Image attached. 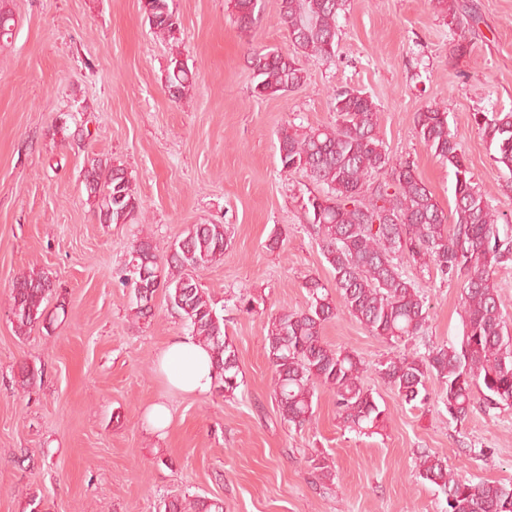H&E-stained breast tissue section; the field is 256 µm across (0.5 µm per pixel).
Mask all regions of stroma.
I'll return each mask as SVG.
<instances>
[{"instance_id":"obj_1","label":"stroma","mask_w":512,"mask_h":512,"mask_svg":"<svg viewBox=\"0 0 512 512\" xmlns=\"http://www.w3.org/2000/svg\"><path fill=\"white\" fill-rule=\"evenodd\" d=\"M479 17L462 33L437 0H344L334 57L298 54L305 84L256 96L249 58L293 52L279 0H262L248 30L233 0H169L180 42L157 38L141 0H0L14 26L0 38V512H158L161 502L199 497L224 512H442L444 500L419 475L430 451L473 481L512 482V408L475 407L452 421L429 384L411 407L374 372L399 354L426 353L462 330L460 291L435 270L407 267L430 318L412 340L393 344L345 311L322 336L354 352L365 388L388 419L367 436L345 429L334 395L318 387L316 419L298 428L280 415L265 350L271 316L306 305L308 278L332 272L305 228L302 205L324 188L282 172L279 130L334 125V91L355 89L379 108L391 165L413 162L445 211L454 172L419 139L416 115L440 107L474 180L512 221V174L472 125L475 112L512 110V0H470ZM464 55H453L457 41ZM179 52L196 84L171 98L165 75ZM71 135H55L59 116ZM124 168L139 199L131 224L99 223L83 184L91 160ZM191 224H222L232 244L199 274L216 301L244 383L231 397L173 391L156 357L186 334L164 295L154 316L136 318L115 272L136 240L166 247ZM47 272L58 296L54 322L17 331L10 289ZM255 309H236L239 295ZM41 373L21 389L20 366ZM165 404L155 431L147 416ZM322 456L336 472L321 481Z\"/></svg>"}]
</instances>
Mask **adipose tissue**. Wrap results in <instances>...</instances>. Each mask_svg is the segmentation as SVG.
Returning a JSON list of instances; mask_svg holds the SVG:
<instances>
[{
  "label": "adipose tissue",
  "mask_w": 512,
  "mask_h": 512,
  "mask_svg": "<svg viewBox=\"0 0 512 512\" xmlns=\"http://www.w3.org/2000/svg\"><path fill=\"white\" fill-rule=\"evenodd\" d=\"M158 364L167 383L176 390L203 396L213 387L210 353L194 337H175L160 353Z\"/></svg>",
  "instance_id": "adipose-tissue-1"
}]
</instances>
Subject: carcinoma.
<instances>
[{
	"label": "carcinoma",
	"mask_w": 512,
	"mask_h": 512,
	"mask_svg": "<svg viewBox=\"0 0 512 512\" xmlns=\"http://www.w3.org/2000/svg\"><path fill=\"white\" fill-rule=\"evenodd\" d=\"M452 22L464 29L477 20L475 12L437 0ZM343 0H279V19L295 49L330 58L336 52V17ZM236 22L246 30L260 12L261 0H234ZM154 33L178 40L180 26L169 0H142ZM259 96L285 94L301 87L306 74L294 55L255 50L251 56ZM195 84L179 55H171L167 89L182 98ZM338 120L333 127L301 132L292 125L279 133L282 170L302 172L327 186L323 195L303 203L306 227L331 267L327 286L309 279L306 306L283 311L268 322L265 337L272 371L274 398L285 421L297 427L312 423L313 399L324 386L335 397L343 425L372 435L387 421L361 382L362 363L352 352L324 342L325 324L336 316L332 293L350 316L392 343L419 335L429 318L425 298L402 264L434 267L445 280L460 285L461 336L434 346L423 356L387 357L374 366L385 384L407 404L426 400L430 379L441 386L448 415L464 422L477 402L484 410L512 407V335L500 311L494 274L512 266V233L473 182V175L448 127V113L427 107L417 115L423 143L454 171V218L439 205L411 162L391 169L390 181L368 191V180L389 165L379 135L377 103L354 90L333 95ZM471 121L494 147V162L512 174V111L472 113ZM87 201L101 224H126L139 202L123 168L94 159L86 170ZM231 245L222 224H192L161 256L152 240L132 245L116 276L133 290L138 318L152 316L154 298L164 289L168 305L186 323L191 335L206 344L212 357L213 390L232 396L241 385L236 349L226 334L216 302L199 284L198 272L220 261ZM57 294L53 277L37 272L17 278L10 309L23 333L47 321L45 304ZM420 476L445 497L444 512H512V483L473 482L448 469L436 453L423 452ZM164 512H223L220 502H163Z\"/></svg>",
	"instance_id": "1"
}]
</instances>
